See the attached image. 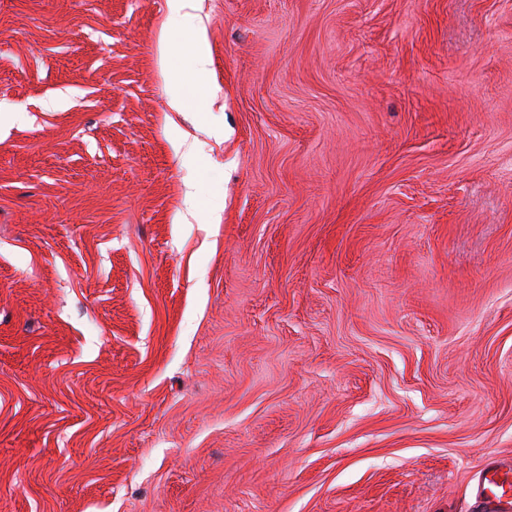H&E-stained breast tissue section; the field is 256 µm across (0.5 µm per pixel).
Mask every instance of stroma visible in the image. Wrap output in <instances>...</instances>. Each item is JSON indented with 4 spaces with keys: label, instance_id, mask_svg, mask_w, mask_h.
I'll list each match as a JSON object with an SVG mask.
<instances>
[{
    "label": "stroma",
    "instance_id": "1",
    "mask_svg": "<svg viewBox=\"0 0 512 512\" xmlns=\"http://www.w3.org/2000/svg\"><path fill=\"white\" fill-rule=\"evenodd\" d=\"M167 15L0 0V512H481L512 0H189V164ZM188 52L192 60V69L195 76L205 78L209 72V54L206 43L205 28L197 26L188 37Z\"/></svg>",
    "mask_w": 512,
    "mask_h": 512
}]
</instances>
